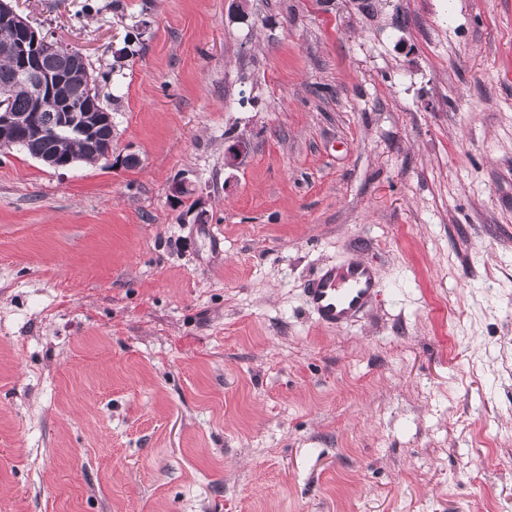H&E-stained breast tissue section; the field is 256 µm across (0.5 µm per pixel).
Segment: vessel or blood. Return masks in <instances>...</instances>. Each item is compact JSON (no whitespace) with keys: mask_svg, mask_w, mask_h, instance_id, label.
<instances>
[{"mask_svg":"<svg viewBox=\"0 0 512 512\" xmlns=\"http://www.w3.org/2000/svg\"><path fill=\"white\" fill-rule=\"evenodd\" d=\"M378 285L376 269L352 262L327 268L314 278L307 288V299L319 321L342 324L366 307Z\"/></svg>","mask_w":512,"mask_h":512,"instance_id":"b4317fda","label":"vessel or blood"}]
</instances>
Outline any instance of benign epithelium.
Returning <instances> with one entry per match:
<instances>
[{
    "mask_svg": "<svg viewBox=\"0 0 512 512\" xmlns=\"http://www.w3.org/2000/svg\"><path fill=\"white\" fill-rule=\"evenodd\" d=\"M13 0H0V50L14 62L17 79L27 86L36 104L43 99H54L59 115L52 130L38 120L36 114H21L7 106L8 92H0V143L11 146L18 140L44 138L52 133L60 137L78 139L85 150L102 160L112 156V140L99 135L102 127H112V113L98 105L100 92L86 88L82 99L69 94L70 85L82 75L87 57L76 48H65L58 41L39 35L28 19L12 5ZM66 53L71 57L65 71H49L44 59L50 55ZM246 142L238 140L224 153L227 166H235L246 152ZM38 159L53 168L76 164L79 156L62 157L54 152L41 153Z\"/></svg>",
    "mask_w": 512,
    "mask_h": 512,
    "instance_id": "benign-epithelium-1",
    "label": "benign epithelium"
}]
</instances>
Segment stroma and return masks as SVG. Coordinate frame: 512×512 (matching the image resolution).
Listing matches in <instances>:
<instances>
[{"mask_svg": "<svg viewBox=\"0 0 512 512\" xmlns=\"http://www.w3.org/2000/svg\"><path fill=\"white\" fill-rule=\"evenodd\" d=\"M17 8L112 156L0 152V512H512V0ZM378 285L376 269L352 262L327 268L314 278L307 288V299L319 321L343 324L366 307Z\"/></svg>", "mask_w": 512, "mask_h": 512, "instance_id": "stroma-1", "label": "stroma"}]
</instances>
